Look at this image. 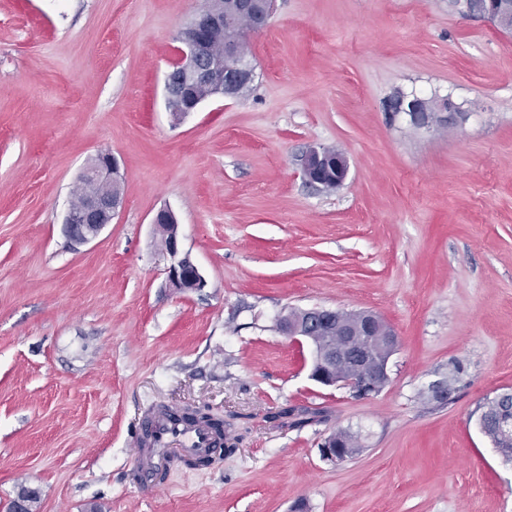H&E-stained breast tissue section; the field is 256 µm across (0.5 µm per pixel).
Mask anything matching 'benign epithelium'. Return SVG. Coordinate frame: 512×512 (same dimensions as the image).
<instances>
[{
  "mask_svg": "<svg viewBox=\"0 0 512 512\" xmlns=\"http://www.w3.org/2000/svg\"><path fill=\"white\" fill-rule=\"evenodd\" d=\"M274 2L207 0L205 9L180 29L177 40L182 47L177 49L164 81L166 108L174 119L197 111L209 98H238L244 87L254 83L256 68L251 57L240 54V47L268 26ZM449 6L496 27L512 29V0H449ZM224 29L231 31V38L225 40L224 53L218 54L213 50V39ZM394 110L408 114L419 126H429L436 121L451 122L459 108L447 97L428 100L403 95L396 99ZM349 168L344 153L321 146H311L301 156L305 180L326 190L342 186ZM80 178L102 184L106 191L91 194L82 205H71L66 210L62 232L74 245L96 239L122 205L119 164L111 153H99ZM153 224L165 240L167 286L178 293L206 288V278L183 250L174 212L168 208L159 210ZM280 327L296 342L311 346L312 380L324 386L343 385L356 398H368L381 391L388 380L389 360L400 343L397 332L369 311L306 309L297 319L283 316ZM320 455L336 465L349 457L333 436L321 444Z\"/></svg>",
  "mask_w": 512,
  "mask_h": 512,
  "instance_id": "7a95c632",
  "label": "benign epithelium"
}]
</instances>
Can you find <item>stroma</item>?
Returning <instances> with one entry per match:
<instances>
[{
    "label": "stroma",
    "mask_w": 512,
    "mask_h": 512,
    "mask_svg": "<svg viewBox=\"0 0 512 512\" xmlns=\"http://www.w3.org/2000/svg\"><path fill=\"white\" fill-rule=\"evenodd\" d=\"M204 6L0 0V512L24 487L34 512H512L478 426L512 393V34L448 0H277L251 90L177 121L165 75ZM411 94L460 112L415 126L391 107ZM311 145L346 154L340 188L305 183ZM102 151L123 206L74 249L60 223ZM164 207L203 291L166 286ZM313 307L395 329L379 393L310 379L278 321ZM164 402L234 450L152 491L129 443ZM340 430L359 450L333 465Z\"/></svg>",
    "instance_id": "1"
}]
</instances>
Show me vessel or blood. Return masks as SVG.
<instances>
[{
    "label": "vessel or blood",
    "mask_w": 512,
    "mask_h": 512,
    "mask_svg": "<svg viewBox=\"0 0 512 512\" xmlns=\"http://www.w3.org/2000/svg\"><path fill=\"white\" fill-rule=\"evenodd\" d=\"M131 446L139 481L155 487L162 484L172 457L190 462L212 457L222 440L208 425L187 420L173 405L161 404L148 415Z\"/></svg>",
    "instance_id": "vessel-or-blood-1"
}]
</instances>
